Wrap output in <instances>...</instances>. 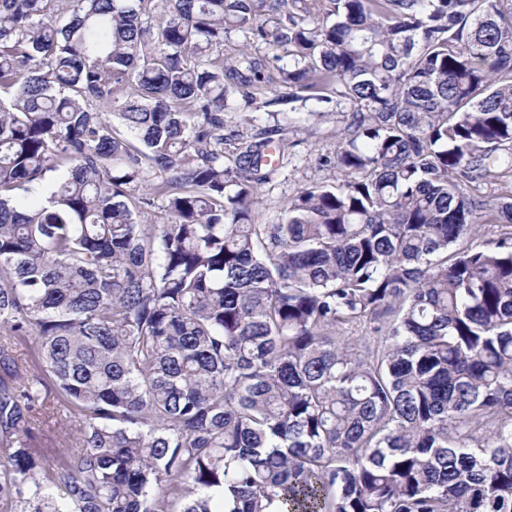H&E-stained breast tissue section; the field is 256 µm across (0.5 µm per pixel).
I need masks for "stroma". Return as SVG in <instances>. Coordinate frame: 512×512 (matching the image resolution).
Returning a JSON list of instances; mask_svg holds the SVG:
<instances>
[{
    "label": "stroma",
    "mask_w": 512,
    "mask_h": 512,
    "mask_svg": "<svg viewBox=\"0 0 512 512\" xmlns=\"http://www.w3.org/2000/svg\"><path fill=\"white\" fill-rule=\"evenodd\" d=\"M350 111L345 103L311 101L301 112L281 106L273 114L265 108H238L227 114L228 129L248 135L277 126L286 130L284 160L258 189L262 223L277 222L284 204L301 187L335 181L337 172L331 160L336 153V134L345 127Z\"/></svg>",
    "instance_id": "1"
}]
</instances>
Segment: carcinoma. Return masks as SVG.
<instances>
[{"label":"carcinoma","instance_id":"carcinoma-1","mask_svg":"<svg viewBox=\"0 0 512 512\" xmlns=\"http://www.w3.org/2000/svg\"><path fill=\"white\" fill-rule=\"evenodd\" d=\"M283 53L353 111L261 224ZM511 176L512 0H0V512H512ZM466 189L471 195L481 196L492 205L496 203L500 197L505 194H510V190L512 189V177L509 179L507 186L499 183H480L467 185ZM60 421L58 417H56V412L53 418L46 419L47 425L44 426V429L47 431L48 435H50L54 444L53 447L49 448L47 451L49 453L50 450L56 449L57 452H62L65 448H68V443L66 442L68 437L73 439V435L76 433V429L78 428V422L75 421L74 418H68Z\"/></svg>","mask_w":512,"mask_h":512}]
</instances>
